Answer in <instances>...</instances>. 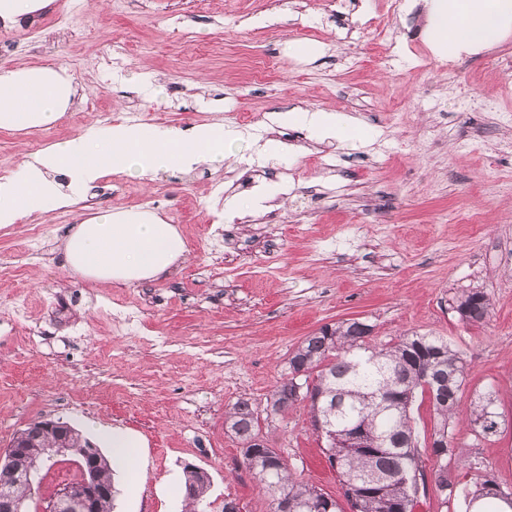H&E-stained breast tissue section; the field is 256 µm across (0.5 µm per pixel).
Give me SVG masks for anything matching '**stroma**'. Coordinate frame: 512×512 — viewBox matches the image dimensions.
<instances>
[{
    "mask_svg": "<svg viewBox=\"0 0 512 512\" xmlns=\"http://www.w3.org/2000/svg\"><path fill=\"white\" fill-rule=\"evenodd\" d=\"M392 2L47 0L0 23V67H49L78 88L55 124L0 127L9 174L39 147L109 132L107 113L240 133L223 165L149 181L119 172L83 208L0 228V257L20 256L22 271L0 279V452L35 420L69 422L97 446L99 429L116 428L139 438L145 466L113 473V512H185L189 464L211 476L210 512L228 497L241 512H271L224 412L241 398L265 409L289 351L324 324L360 317L382 343L409 331L447 338L467 363L464 396L497 390L503 432L480 440L456 425L455 454L512 488V153L500 150L512 141V69L488 65L512 52V35L453 59L428 39L426 0L410 10ZM112 46L125 49L113 64L103 58ZM374 47L383 64L369 62ZM292 109L332 111L349 126L319 141L276 123ZM243 112L251 124L239 125ZM269 140L280 145L271 158L261 152ZM115 180L128 193L107 196ZM259 185L274 193L265 208L229 209ZM144 209L185 241L229 231L238 246L186 251L133 285L97 286L60 266L69 225ZM472 288L491 303L480 324L452 309ZM147 290L145 321L115 328L113 309L138 306ZM19 300L22 326L8 318ZM261 426L298 478L341 497L303 409Z\"/></svg>",
    "mask_w": 512,
    "mask_h": 512,
    "instance_id": "1",
    "label": "stroma"
}]
</instances>
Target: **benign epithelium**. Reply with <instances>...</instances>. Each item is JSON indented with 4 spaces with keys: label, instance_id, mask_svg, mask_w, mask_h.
<instances>
[{
    "label": "benign epithelium",
    "instance_id": "7a95c632",
    "mask_svg": "<svg viewBox=\"0 0 512 512\" xmlns=\"http://www.w3.org/2000/svg\"><path fill=\"white\" fill-rule=\"evenodd\" d=\"M69 425L53 419L37 421L31 434V440H42L54 457H71L78 468V478L73 484L64 486L48 501L45 512H96L98 501L114 496V487L103 483L98 475L100 449L86 443L72 446L64 442L63 433ZM27 444L21 440H12L7 450L0 456V477L14 478L22 475V480L30 485L39 464L32 463L25 472H20L15 461L25 456ZM0 512H29L27 498L13 492L6 483H0Z\"/></svg>",
    "mask_w": 512,
    "mask_h": 512
}]
</instances>
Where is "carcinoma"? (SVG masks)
<instances>
[{
  "mask_svg": "<svg viewBox=\"0 0 512 512\" xmlns=\"http://www.w3.org/2000/svg\"><path fill=\"white\" fill-rule=\"evenodd\" d=\"M454 311L466 323H481L489 315L490 300L477 289L461 292ZM374 325L361 318L325 324L304 337L288 358V374L266 398L275 414L297 406L308 410L311 423L320 422L335 433L326 441L325 456L339 476L344 502L321 488L296 479L276 449L260 439V416L247 399L237 400L224 414V425L241 445L243 462L271 497V512H414L419 494L429 488L447 490L444 503H460L465 512L484 496H501L485 471L473 484L461 482L457 468L448 466L453 448L430 447L426 469L417 447L412 408L416 397H427L432 412L431 436L440 441L453 431L463 395L466 362L448 339L411 331L391 344L372 343ZM314 376L307 401L295 398L291 373ZM465 421L475 436L488 440L505 422L498 412L493 389L475 392L466 407ZM376 471L382 479L367 483ZM192 512H207L209 475L184 469Z\"/></svg>",
  "mask_w": 512,
  "mask_h": 512,
  "instance_id": "carcinoma-1",
  "label": "carcinoma"
}]
</instances>
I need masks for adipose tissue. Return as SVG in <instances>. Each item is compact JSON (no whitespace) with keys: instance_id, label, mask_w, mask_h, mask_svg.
Instances as JSON below:
<instances>
[{"instance_id":"1","label":"adipose tissue","mask_w":512,"mask_h":512,"mask_svg":"<svg viewBox=\"0 0 512 512\" xmlns=\"http://www.w3.org/2000/svg\"><path fill=\"white\" fill-rule=\"evenodd\" d=\"M430 38L454 57L512 32V0H429ZM76 89L46 67H0V127L49 126L66 112ZM233 130L206 124L182 128L117 125L107 136L86 134L55 143L0 178V227L76 204L112 171L146 178L163 169L224 161ZM64 265L95 283L135 284L164 275L185 254L174 224L149 212H108L71 225L61 245Z\"/></svg>"}]
</instances>
